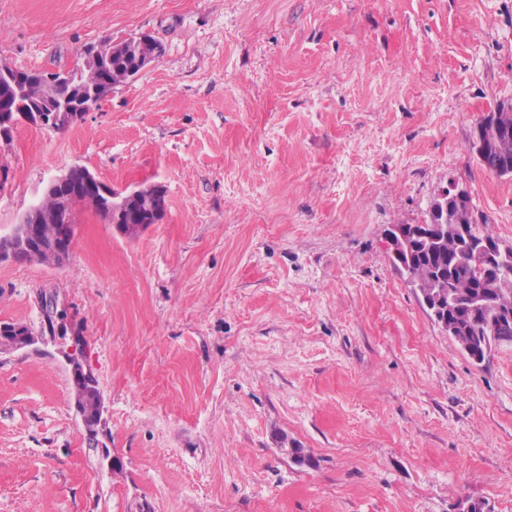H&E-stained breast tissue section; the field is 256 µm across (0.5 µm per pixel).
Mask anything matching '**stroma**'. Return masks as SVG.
I'll list each match as a JSON object with an SVG mask.
<instances>
[{"label": "stroma", "mask_w": 512, "mask_h": 512, "mask_svg": "<svg viewBox=\"0 0 512 512\" xmlns=\"http://www.w3.org/2000/svg\"><path fill=\"white\" fill-rule=\"evenodd\" d=\"M142 35L159 62L81 122L0 138V236L73 166L165 199L0 264V324L38 338L0 350V512H512V341L472 362L385 247L450 186L512 246V177L468 149L512 101V0H0L20 70ZM126 198L120 218L124 224H115L118 231L126 237H134L141 233L153 222L155 208L144 196ZM73 393L75 397V403L84 417L88 421H96L101 408V396L97 390L89 388L86 385L73 383ZM84 417L82 416V421L85 426L88 439L94 443L98 442L95 438H93L96 432V425L92 426L88 424Z\"/></svg>", "instance_id": "35a3bbf8"}]
</instances>
